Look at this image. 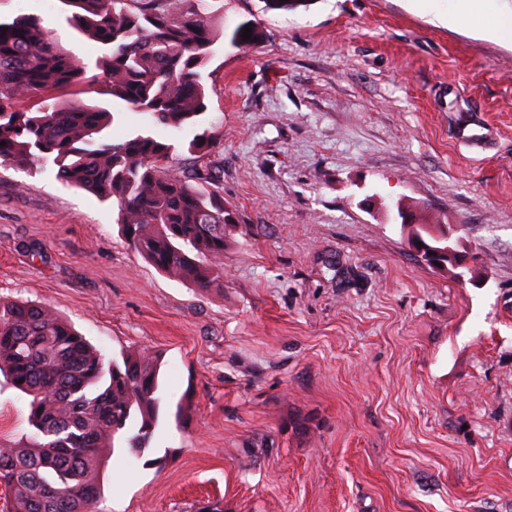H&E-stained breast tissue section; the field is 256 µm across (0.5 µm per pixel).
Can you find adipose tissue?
<instances>
[{
	"label": "adipose tissue",
	"mask_w": 512,
	"mask_h": 512,
	"mask_svg": "<svg viewBox=\"0 0 512 512\" xmlns=\"http://www.w3.org/2000/svg\"><path fill=\"white\" fill-rule=\"evenodd\" d=\"M418 6L435 12L442 24L452 26L462 18L473 32L512 45V6L506 0H456L455 11L447 14L437 11L434 0H419Z\"/></svg>",
	"instance_id": "1"
}]
</instances>
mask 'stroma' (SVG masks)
<instances>
[{
    "instance_id": "35a3bbf8",
    "label": "stroma",
    "mask_w": 512,
    "mask_h": 512,
    "mask_svg": "<svg viewBox=\"0 0 512 512\" xmlns=\"http://www.w3.org/2000/svg\"><path fill=\"white\" fill-rule=\"evenodd\" d=\"M87 65L60 0H0ZM200 162L236 224L205 292L158 272L112 202L53 166H0V297L47 306L110 359L161 362L144 453L115 449L96 512H512V46L407 0H208ZM259 40L233 44L241 26ZM497 132L456 141L460 113ZM176 131L125 113L113 138ZM451 233L420 261L393 210ZM0 376V443L29 431Z\"/></svg>"
}]
</instances>
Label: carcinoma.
<instances>
[{"mask_svg":"<svg viewBox=\"0 0 512 512\" xmlns=\"http://www.w3.org/2000/svg\"><path fill=\"white\" fill-rule=\"evenodd\" d=\"M70 26L95 42L96 73L43 22H0V163L52 162L62 182L118 206L128 244L156 270L208 291L224 277L233 213L220 172L171 163L174 144L112 139L126 112L181 130L208 109L204 71L224 31L205 0H67ZM94 93L85 102L62 96ZM200 158L207 132L182 144ZM0 373L29 398L31 435L0 444L11 512H95L115 444L138 456L161 416L160 363L148 351L106 359L54 310L0 298Z\"/></svg>","mask_w":512,"mask_h":512,"instance_id":"1","label":"carcinoma"}]
</instances>
